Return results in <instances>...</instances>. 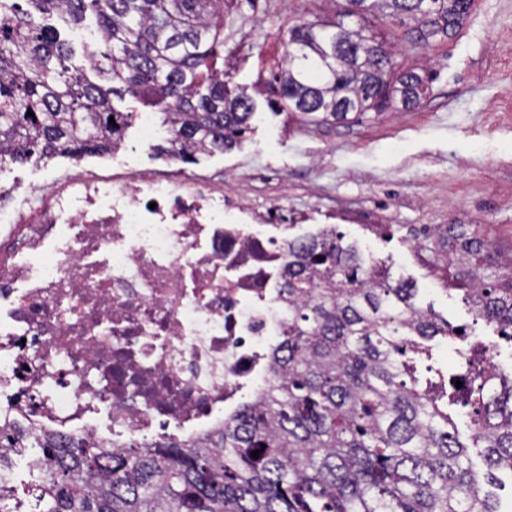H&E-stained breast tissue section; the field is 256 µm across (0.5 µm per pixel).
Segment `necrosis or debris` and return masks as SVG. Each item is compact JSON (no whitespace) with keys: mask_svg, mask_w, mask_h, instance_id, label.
<instances>
[{"mask_svg":"<svg viewBox=\"0 0 512 512\" xmlns=\"http://www.w3.org/2000/svg\"><path fill=\"white\" fill-rule=\"evenodd\" d=\"M182 170L0 212V422L109 451L208 443L269 386L288 224H228Z\"/></svg>","mask_w":512,"mask_h":512,"instance_id":"necrosis-or-debris-1","label":"necrosis or debris"}]
</instances>
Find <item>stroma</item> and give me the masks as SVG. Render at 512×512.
Wrapping results in <instances>:
<instances>
[{"label": "stroma", "instance_id": "obj_1", "mask_svg": "<svg viewBox=\"0 0 512 512\" xmlns=\"http://www.w3.org/2000/svg\"><path fill=\"white\" fill-rule=\"evenodd\" d=\"M334 0H238L224 14V74L257 112L239 148L198 155L186 171L223 180L235 194L237 224H263L271 210L297 233L336 225L394 273L416 282L423 302L455 325H474L458 295L430 269L425 229L476 224L501 261L512 258V0H475L457 34L423 51L396 44L397 59L431 69L430 93L412 110L334 127L300 122L268 107L281 33L304 20H331ZM164 170L140 123L126 129L118 156L55 157L0 169V209L35 206L77 177Z\"/></svg>", "mask_w": 512, "mask_h": 512}]
</instances>
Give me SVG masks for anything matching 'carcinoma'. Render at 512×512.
I'll use <instances>...</instances> for the list:
<instances>
[{"label": "carcinoma", "mask_w": 512, "mask_h": 512, "mask_svg": "<svg viewBox=\"0 0 512 512\" xmlns=\"http://www.w3.org/2000/svg\"><path fill=\"white\" fill-rule=\"evenodd\" d=\"M468 13V0H343L335 20L289 30L275 104L313 125L412 110L432 76L396 63L374 21L425 50ZM89 14L98 35L78 67L48 20L77 26ZM220 47L224 0H0V163L112 152L123 133L109 123L120 114L112 98L126 95L163 111L170 136L156 152L187 161L233 150L256 106L216 68ZM426 241L431 268L446 264L445 285L474 320L512 330V271L485 281L478 229L439 225ZM282 288L288 325L269 389L207 448H128L103 465L89 439L63 446L0 427V465L41 449L27 488L35 512H512L487 488L495 472L512 477V373L491 364L494 344L455 347L460 372L421 380L407 353L430 358L427 342L467 333L334 225L288 243ZM17 504L0 486V512Z\"/></svg>", "instance_id": "carcinoma-1"}]
</instances>
